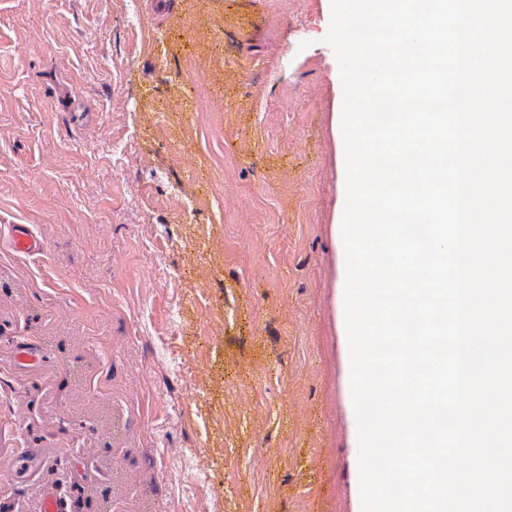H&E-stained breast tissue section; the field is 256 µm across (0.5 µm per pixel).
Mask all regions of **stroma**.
I'll return each mask as SVG.
<instances>
[{
	"mask_svg": "<svg viewBox=\"0 0 512 512\" xmlns=\"http://www.w3.org/2000/svg\"><path fill=\"white\" fill-rule=\"evenodd\" d=\"M330 23L327 0H0V443L61 449L76 512H359ZM12 249L17 253L34 254L42 250V244L27 224H13L10 229Z\"/></svg>",
	"mask_w": 512,
	"mask_h": 512,
	"instance_id": "obj_1",
	"label": "stroma"
}]
</instances>
